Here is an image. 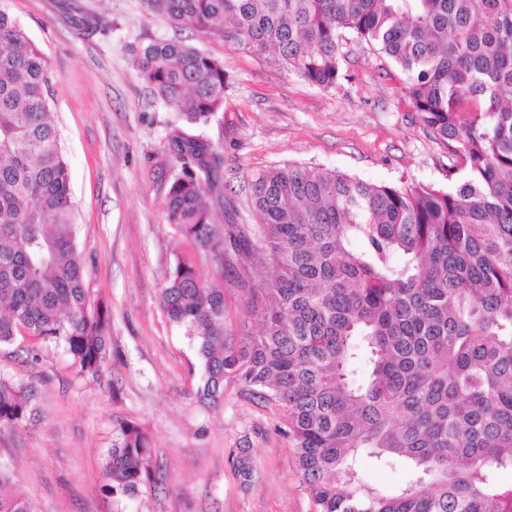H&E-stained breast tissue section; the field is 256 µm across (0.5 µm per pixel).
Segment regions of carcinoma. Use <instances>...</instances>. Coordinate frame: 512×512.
Here are the masks:
<instances>
[{
  "mask_svg": "<svg viewBox=\"0 0 512 512\" xmlns=\"http://www.w3.org/2000/svg\"><path fill=\"white\" fill-rule=\"evenodd\" d=\"M175 30L220 34L325 91L341 79L339 37L379 48L405 76L423 124L447 146L446 189L375 185L325 168L273 166L251 181L253 228L218 227L223 157L196 133L217 120L224 63L177 37L133 67L182 124L166 217L216 277L176 255L160 307L194 346L200 397L232 377L280 405L283 433L315 512H512V0H143ZM52 77L0 0V345L30 335L63 346L77 373L107 355L110 311L91 297L69 168L50 112ZM274 276L244 289L249 316L224 312V253ZM31 390L0 378V427L26 420ZM408 465L396 489L366 483L363 456ZM244 482L249 449L228 457ZM148 436L119 427L106 489L150 482ZM0 512H33L0 461Z\"/></svg>",
  "mask_w": 512,
  "mask_h": 512,
  "instance_id": "cac0c4a2",
  "label": "carcinoma"
}]
</instances>
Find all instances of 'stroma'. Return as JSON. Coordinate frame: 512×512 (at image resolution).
I'll use <instances>...</instances> for the list:
<instances>
[{
	"label": "stroma",
	"mask_w": 512,
	"mask_h": 512,
	"mask_svg": "<svg viewBox=\"0 0 512 512\" xmlns=\"http://www.w3.org/2000/svg\"><path fill=\"white\" fill-rule=\"evenodd\" d=\"M41 48L53 76L52 112L70 170L79 249L92 297L110 308V353L96 375H77L62 347L18 338L0 346V375L33 387L31 415L0 429V460L34 512H313L281 431L283 409L224 381L220 406L201 401L202 371L183 332L159 307L176 253H192L166 219L168 184L181 163L166 146L176 113L153 99L132 60L176 34L142 0H7ZM92 14L105 25L79 26ZM223 59L229 86L221 122L202 135L221 142L224 221L254 226L248 183L273 165L303 163L372 184L448 185L447 147L425 127L395 63L343 34L340 86L325 91L276 65L269 54L224 37L182 31ZM150 439L155 481L132 499L107 493L103 465L118 426ZM249 442L250 482L228 464Z\"/></svg>",
	"instance_id": "35a3bbf8"
}]
</instances>
